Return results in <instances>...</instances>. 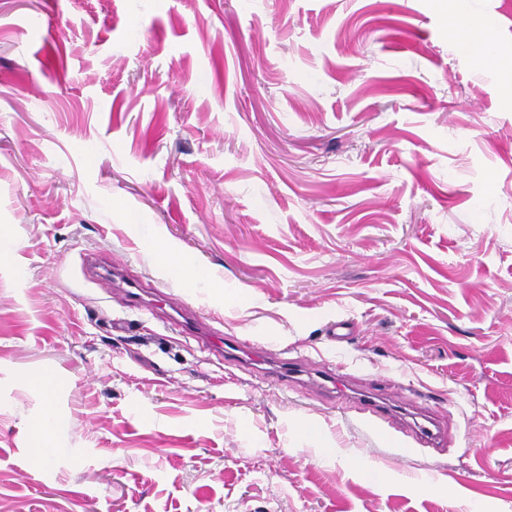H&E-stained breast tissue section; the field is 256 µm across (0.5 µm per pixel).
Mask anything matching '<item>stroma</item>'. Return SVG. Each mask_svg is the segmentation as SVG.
Here are the masks:
<instances>
[{"instance_id":"stroma-1","label":"stroma","mask_w":512,"mask_h":512,"mask_svg":"<svg viewBox=\"0 0 512 512\" xmlns=\"http://www.w3.org/2000/svg\"><path fill=\"white\" fill-rule=\"evenodd\" d=\"M465 10L0 0V512H512V76ZM87 254L444 442L386 447ZM467 15L460 23L469 38L468 46L483 57L486 62L493 65H500L501 60L488 57L483 52V47L491 43L490 29L484 19L480 8V0H467ZM97 283L112 292L124 294L134 305L147 311H154V300L139 288L138 284L129 279L125 273V265L119 260H110L100 267H92Z\"/></svg>"}]
</instances>
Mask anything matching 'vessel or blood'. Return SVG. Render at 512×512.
Masks as SVG:
<instances>
[{
    "mask_svg": "<svg viewBox=\"0 0 512 512\" xmlns=\"http://www.w3.org/2000/svg\"><path fill=\"white\" fill-rule=\"evenodd\" d=\"M92 273L101 287L124 294L131 303L142 309L154 310L153 299L139 288L136 282L127 277L122 261L111 260L103 266L93 268ZM169 307L175 326L197 338L225 361L272 375L280 381H291L314 393L346 395L356 402L372 420L380 423H391L398 415L397 398L380 399L357 391L352 386L349 376L343 374L341 368L315 372L303 370L293 359L269 355L265 344H247L212 332L202 320L187 313L178 301H171Z\"/></svg>",
    "mask_w": 512,
    "mask_h": 512,
    "instance_id": "1",
    "label": "vessel or blood"
}]
</instances>
